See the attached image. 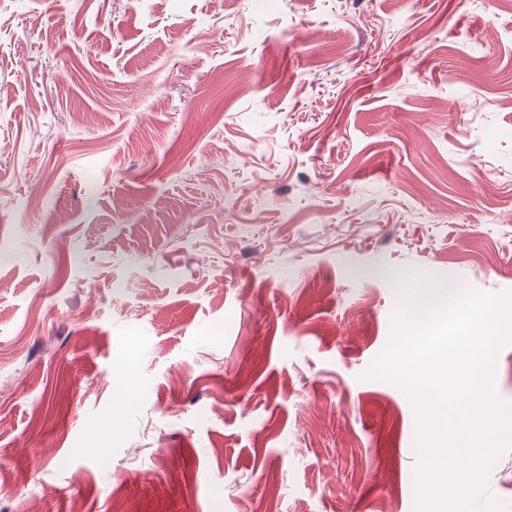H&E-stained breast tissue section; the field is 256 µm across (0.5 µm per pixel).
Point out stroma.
<instances>
[{
    "mask_svg": "<svg viewBox=\"0 0 512 512\" xmlns=\"http://www.w3.org/2000/svg\"><path fill=\"white\" fill-rule=\"evenodd\" d=\"M382 268L512 292V0H0V512H416Z\"/></svg>",
    "mask_w": 512,
    "mask_h": 512,
    "instance_id": "1",
    "label": "stroma"
}]
</instances>
